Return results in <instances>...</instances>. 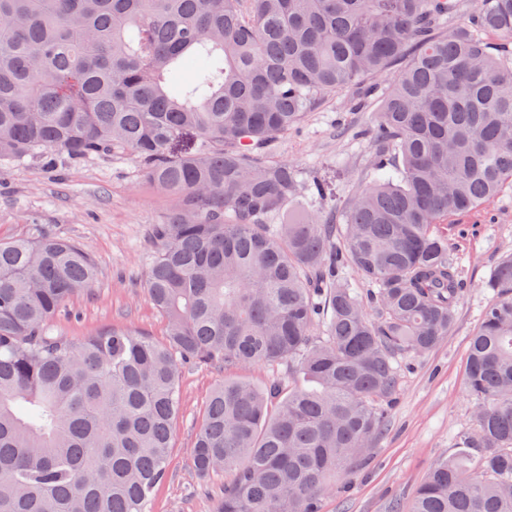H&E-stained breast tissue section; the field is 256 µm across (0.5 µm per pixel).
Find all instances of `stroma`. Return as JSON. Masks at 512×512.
<instances>
[{"instance_id":"stroma-1","label":"stroma","mask_w":512,"mask_h":512,"mask_svg":"<svg viewBox=\"0 0 512 512\" xmlns=\"http://www.w3.org/2000/svg\"><path fill=\"white\" fill-rule=\"evenodd\" d=\"M371 120L369 107L354 104L351 94L338 95L308 113L282 140L278 156L295 163L305 177L346 193L368 179L360 132ZM177 206L176 199L147 180L144 163L127 152L77 160L42 152L21 162H0V239L27 236L41 224L85 246L100 269L92 287L52 321L54 333L71 339L116 327L165 341V319L145 290L157 252L148 228ZM448 242L465 288L455 326L440 346L403 363L386 434L366 449L364 468L337 477L335 491L322 499L323 512H391L393 503L408 505L432 464L451 455L457 436L474 424L466 358L492 296L485 283L498 259L512 252V186L503 189L487 216L457 217L448 227ZM287 376L283 364L185 370L169 477L156 490L150 512H217L223 477L201 481L192 466L210 392L225 380L260 388Z\"/></svg>"}]
</instances>
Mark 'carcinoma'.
Returning a JSON list of instances; mask_svg holds the SVG:
<instances>
[{
	"label": "carcinoma",
	"mask_w": 512,
	"mask_h": 512,
	"mask_svg": "<svg viewBox=\"0 0 512 512\" xmlns=\"http://www.w3.org/2000/svg\"><path fill=\"white\" fill-rule=\"evenodd\" d=\"M348 91L376 102L372 181L335 199L269 148ZM103 150L178 200L145 283L166 341L54 335L95 260L0 240V512H149L182 370L289 362L286 389L213 390L192 464L228 476L218 512H321L386 431L401 363L454 327L448 222L512 184V0H0V161ZM486 287L476 423L392 512H512V254Z\"/></svg>",
	"instance_id": "1"
}]
</instances>
